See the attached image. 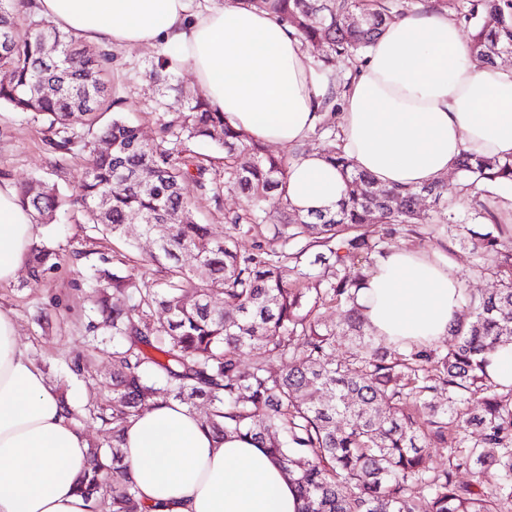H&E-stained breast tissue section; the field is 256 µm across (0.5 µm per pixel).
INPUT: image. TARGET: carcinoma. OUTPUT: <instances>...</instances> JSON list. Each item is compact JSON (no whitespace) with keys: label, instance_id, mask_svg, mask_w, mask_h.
<instances>
[{"label":"carcinoma","instance_id":"carcinoma-1","mask_svg":"<svg viewBox=\"0 0 512 512\" xmlns=\"http://www.w3.org/2000/svg\"><path fill=\"white\" fill-rule=\"evenodd\" d=\"M242 2L295 29L317 51L315 65L323 71L339 57H363L402 16L392 0ZM21 3L0 0V43L10 41L8 53H0V69L9 73L0 80V106L46 122L56 151L77 143L70 132L75 120L87 133L112 140L109 154L83 141L88 158L78 196L64 197L35 180L19 187L21 203L43 224L61 210H77L90 231L114 239L127 237L134 217L146 235L166 225L147 259L161 278L139 279L133 267L110 269L104 257L85 278L93 303L87 346L112 344L110 397L103 401L91 391L82 405L64 394L61 399L69 416L86 415L112 431V442L89 448L81 488L92 512H140L118 441L159 382L165 400L189 406L205 400L204 425L214 436H245L267 449L291 476L302 512H512V385L486 370L487 354L512 345V225L501 221L483 189L512 188V157L466 154L457 164L464 187L473 191L469 206L486 221L482 231L457 223L453 213L441 220L448 241L469 245L477 273L492 279L495 291L476 297L462 290L464 314L442 346L388 344L368 330L358 292L394 240L438 232L420 200H440L441 182L384 187L334 144L326 159L344 174V198L334 209L302 214L285 193L289 161L232 127L199 94L188 96L178 123L164 125L152 141L122 117L100 128L102 114L119 104L104 79L109 53L32 13L20 30ZM435 6L469 29L470 61L494 64L512 54V0H435ZM46 39L58 46L52 62L42 52ZM171 66L170 56L159 57L149 78L167 87ZM46 82L56 86L49 96L39 91ZM337 109L335 98L325 100L321 111L330 117L318 126L333 141ZM183 135L224 149V183L208 186L205 168L180 158ZM146 168L153 173L149 184L140 178ZM192 185L210 188L215 198L224 192L244 198V207L224 213V223L260 228L252 250L242 252L232 237H216L196 222ZM272 211L279 219L270 224ZM369 224L380 225L381 233L370 235ZM316 247L332 258L319 273L303 262ZM62 260L34 243L30 275L41 278ZM112 292L125 303H112ZM329 306L343 310L342 323L324 322ZM156 308L164 321L153 319ZM338 344L348 348L346 355H334ZM274 361L281 370L272 369ZM427 448L446 449V462L426 467ZM463 469L474 480L460 481Z\"/></svg>","mask_w":512,"mask_h":512}]
</instances>
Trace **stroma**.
Segmentation results:
<instances>
[{
	"instance_id": "1",
	"label": "stroma",
	"mask_w": 512,
	"mask_h": 512,
	"mask_svg": "<svg viewBox=\"0 0 512 512\" xmlns=\"http://www.w3.org/2000/svg\"><path fill=\"white\" fill-rule=\"evenodd\" d=\"M164 51L163 46L111 48L108 75L114 97L120 98L121 115L139 125L145 139H155L164 123L182 109L187 93L197 91L191 71L176 67L175 78L166 89H157L145 72ZM42 122L30 114L0 107V178L23 184L42 178L55 184L62 195L79 190V175L85 166L81 152L52 151ZM194 213L212 232L225 234L226 210L238 208L240 199L225 194L221 202L210 195L191 190ZM64 255V263L44 278L34 279L28 271L0 284V307L15 318L20 343L45 373L51 384L76 401L84 400L87 386L70 370L71 361L84 353L85 326L92 303L84 286L86 266L99 256L114 259L140 258L154 251L153 239L132 233L129 242H121L87 232L81 216H67L52 224L41 225L36 236ZM44 321H36L38 312Z\"/></svg>"
}]
</instances>
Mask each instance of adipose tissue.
I'll return each mask as SVG.
<instances>
[{
    "mask_svg": "<svg viewBox=\"0 0 512 512\" xmlns=\"http://www.w3.org/2000/svg\"><path fill=\"white\" fill-rule=\"evenodd\" d=\"M60 30L95 45L169 47L234 127L283 146L323 121L330 83L288 25L239 0H29ZM337 117L345 153L383 186L427 185L465 152L512 156V67L469 60L441 11L408 13L370 47ZM345 184L321 155L291 160L301 212L334 206ZM38 232L17 187L0 179V283L14 280ZM450 257L393 248L377 257L359 304L376 335L425 345L448 334L461 303ZM88 441L0 309V512H91L80 490ZM141 512H299L282 468L249 440L216 438L170 399L133 416L120 442Z\"/></svg>",
    "mask_w": 512,
    "mask_h": 512,
    "instance_id": "1",
    "label": "adipose tissue"
}]
</instances>
